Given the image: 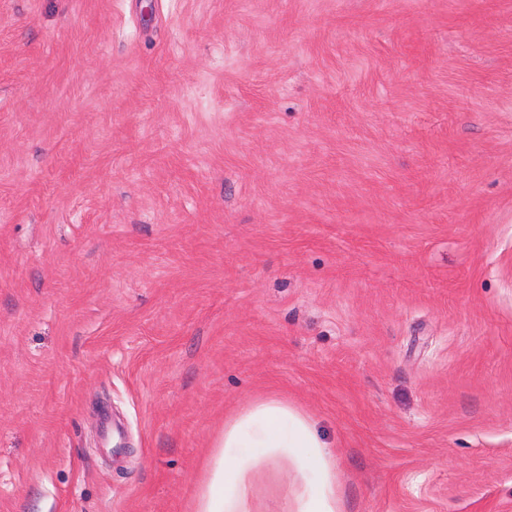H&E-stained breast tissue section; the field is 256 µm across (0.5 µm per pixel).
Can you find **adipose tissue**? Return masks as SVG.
I'll use <instances>...</instances> for the list:
<instances>
[{"label":"adipose tissue","instance_id":"ef3b65f1","mask_svg":"<svg viewBox=\"0 0 512 512\" xmlns=\"http://www.w3.org/2000/svg\"><path fill=\"white\" fill-rule=\"evenodd\" d=\"M196 512H251L254 476L265 463L282 460L306 477L295 512H340L336 464L307 415L282 398L255 400L224 422Z\"/></svg>","mask_w":512,"mask_h":512}]
</instances>
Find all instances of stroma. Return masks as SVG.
Masks as SVG:
<instances>
[{
  "label": "stroma",
  "instance_id": "1",
  "mask_svg": "<svg viewBox=\"0 0 512 512\" xmlns=\"http://www.w3.org/2000/svg\"><path fill=\"white\" fill-rule=\"evenodd\" d=\"M267 396L512 512V0H0V512H192Z\"/></svg>",
  "mask_w": 512,
  "mask_h": 512
}]
</instances>
